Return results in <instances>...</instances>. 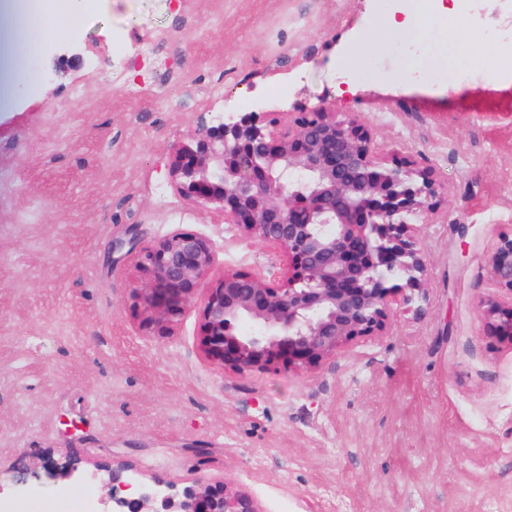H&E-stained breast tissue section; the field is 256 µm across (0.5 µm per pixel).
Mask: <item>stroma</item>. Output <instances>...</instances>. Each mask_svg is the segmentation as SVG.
Segmentation results:
<instances>
[{
	"label": "stroma",
	"mask_w": 512,
	"mask_h": 512,
	"mask_svg": "<svg viewBox=\"0 0 512 512\" xmlns=\"http://www.w3.org/2000/svg\"><path fill=\"white\" fill-rule=\"evenodd\" d=\"M377 0H86L41 57L7 42L0 92V502L8 512L101 500L48 482L40 458L82 469L126 461L166 480L225 481L261 512H512V345L477 304L488 257L512 232V74L437 81L416 54L339 62L384 17ZM172 29L167 71L112 82L114 43ZM80 64H73V57ZM31 68L42 82L30 95ZM223 83V96L212 87ZM287 94H280V85ZM360 114L380 155L432 169L444 190L420 222L424 315L393 307L385 331L317 367L246 375L198 353V305L156 336L134 307V253L183 229L227 271L281 257L175 194L170 147L213 112ZM124 250H115L116 242Z\"/></svg>",
	"instance_id": "35a3bbf8"
}]
</instances>
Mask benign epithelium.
<instances>
[{
    "label": "benign epithelium",
    "instance_id": "7a95c632",
    "mask_svg": "<svg viewBox=\"0 0 512 512\" xmlns=\"http://www.w3.org/2000/svg\"><path fill=\"white\" fill-rule=\"evenodd\" d=\"M168 180L285 258L278 278L225 272L202 294L216 263L208 238L174 230L139 251L147 280L134 298L145 327L168 333L201 298L199 351L225 371L314 367L383 331L394 305L426 301L425 252L412 220L432 212L441 183L413 162L386 165L357 113L339 118L325 105L220 112L173 145ZM488 269L479 317L489 335L512 344V233L497 239ZM241 320L257 333L238 335ZM42 467L53 481L106 480L102 512H261L223 481L148 478L130 463L90 473L51 459Z\"/></svg>",
    "mask_w": 512,
    "mask_h": 512
}]
</instances>
